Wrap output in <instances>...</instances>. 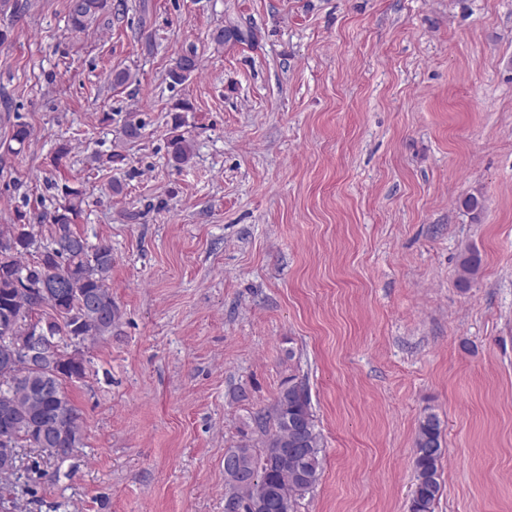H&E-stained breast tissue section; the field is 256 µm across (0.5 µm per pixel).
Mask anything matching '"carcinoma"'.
Masks as SVG:
<instances>
[{
  "label": "carcinoma",
  "mask_w": 512,
  "mask_h": 512,
  "mask_svg": "<svg viewBox=\"0 0 512 512\" xmlns=\"http://www.w3.org/2000/svg\"><path fill=\"white\" fill-rule=\"evenodd\" d=\"M70 33L78 36L97 28L112 14V0H68ZM198 69L196 55L181 56L170 77L180 81ZM172 108L169 161L181 168L193 159V141L182 131L181 112ZM84 190L68 183L58 188L54 210L39 222L51 226L50 243L38 250L30 217L0 228V336L7 335L11 319L20 313L54 342L52 362L57 375L20 380L6 378L0 369V411L15 414L11 434L16 447L37 448L41 434L47 455L68 458L66 449L81 448L84 433L65 383L84 377L83 355L72 354L67 340L98 338L112 333L117 311L106 284L112 271V248L92 246L74 230L81 215ZM33 255L30 261L25 256ZM477 251L467 249L459 261L458 280L470 285L480 272ZM49 293L33 301L29 290ZM260 444L243 441L224 453V477L236 512H293L297 499L312 491L322 472V437L317 430L308 390L301 384L283 387L270 410L257 415ZM444 454L443 429L437 415L425 414L415 437V482L410 512H434L441 496L440 462Z\"/></svg>",
  "instance_id": "obj_1"
}]
</instances>
